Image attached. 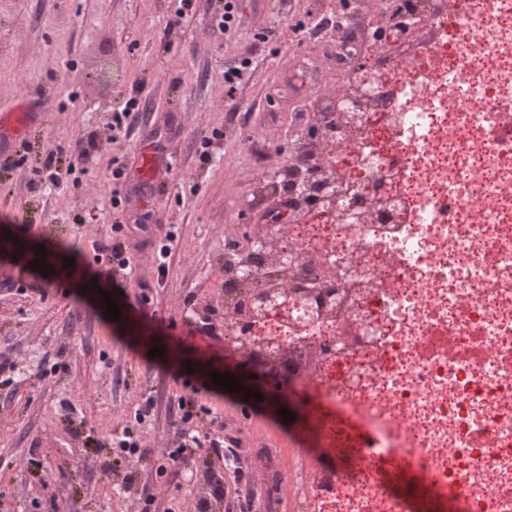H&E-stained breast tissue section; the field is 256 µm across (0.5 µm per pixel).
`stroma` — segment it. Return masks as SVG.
Segmentation results:
<instances>
[{"instance_id": "stroma-1", "label": "stroma", "mask_w": 512, "mask_h": 512, "mask_svg": "<svg viewBox=\"0 0 512 512\" xmlns=\"http://www.w3.org/2000/svg\"><path fill=\"white\" fill-rule=\"evenodd\" d=\"M237 5L241 24L228 33L218 27L224 0H195L182 20L179 0H0V113L28 101L43 114L0 150V271L15 280L0 292V354L20 373L0 384V512H132L146 492L156 512H198L202 465L160 480L155 463L137 464V485L121 495V476L101 469L110 454L101 440L133 420L146 395L156 405L143 437L157 451L178 444L171 409L182 396L195 399L192 428L204 441L225 424L246 453L263 440L286 460L304 436L299 419L279 414L292 397L268 385L257 401L214 385L212 372L243 378L248 368L199 327L224 299L226 226L245 240L276 221L247 201L259 169L288 165V142L306 125V76L335 81L312 30L337 0ZM269 32L274 40L264 41ZM246 57L252 64L226 101L224 72ZM135 88L143 117L114 137L112 111ZM51 152L76 170L63 186L31 190ZM121 167L144 191L116 208ZM142 212L156 236L176 232L168 274L159 278L150 250L135 252L109 290L121 312L113 321L92 288L94 245L122 238ZM7 230L21 251L5 247ZM44 277L49 288L32 292ZM144 307L155 320L141 318ZM158 346L163 355L149 357ZM73 430L90 446L70 448Z\"/></svg>"}]
</instances>
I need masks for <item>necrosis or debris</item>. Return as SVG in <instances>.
I'll list each match as a JSON object with an SVG mask.
<instances>
[{
  "label": "necrosis or debris",
  "instance_id": "obj_1",
  "mask_svg": "<svg viewBox=\"0 0 512 512\" xmlns=\"http://www.w3.org/2000/svg\"><path fill=\"white\" fill-rule=\"evenodd\" d=\"M348 6L353 25L318 28L341 77L305 95L317 160L297 134L280 175L309 198L224 237V337L297 388L334 459L261 450L254 478L307 487L299 512H512V0ZM406 450L379 480L371 461Z\"/></svg>",
  "mask_w": 512,
  "mask_h": 512
}]
</instances>
